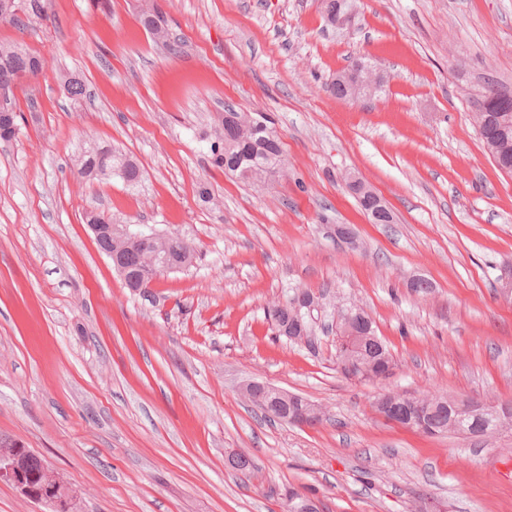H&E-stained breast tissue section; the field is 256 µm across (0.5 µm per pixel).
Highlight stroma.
I'll list each match as a JSON object with an SVG mask.
<instances>
[{"label": "stroma", "mask_w": 512, "mask_h": 512, "mask_svg": "<svg viewBox=\"0 0 512 512\" xmlns=\"http://www.w3.org/2000/svg\"><path fill=\"white\" fill-rule=\"evenodd\" d=\"M156 2L174 48L144 29L142 0H43L26 29L0 21L1 43L45 61L15 95L20 134L0 140V437L63 477L78 512H286L291 490L319 512H512V431L426 436L374 407L386 392L512 406V174L472 117L487 84L512 95V0H350L341 27L323 0ZM359 61L381 89L336 98ZM64 75L86 97L67 98ZM230 109L273 121L287 175L260 188L213 167ZM92 142L140 180L80 183ZM353 175L393 223H369ZM91 211L181 234L198 258L140 296ZM299 288L323 293L325 323L364 308L393 375L347 379L332 333L312 350L274 339L264 308ZM252 380L322 422L264 418Z\"/></svg>", "instance_id": "stroma-1"}]
</instances>
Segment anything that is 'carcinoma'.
Returning a JSON list of instances; mask_svg holds the SVG:
<instances>
[{
	"label": "carcinoma",
	"mask_w": 512,
	"mask_h": 512,
	"mask_svg": "<svg viewBox=\"0 0 512 512\" xmlns=\"http://www.w3.org/2000/svg\"><path fill=\"white\" fill-rule=\"evenodd\" d=\"M43 12L42 0H12L8 13H0V21L24 25L22 16ZM145 27L153 26L151 32L155 42L168 45L171 34L164 16L152 7L141 12ZM367 65L355 63L336 75L331 89L340 99H352L365 93L361 85ZM43 70L42 60L35 54L17 45L0 44V85L11 81L18 73L33 74ZM481 112L475 116L480 138L494 162H500L512 173V96L499 92L488 85L481 95ZM12 119L0 121V140L10 141L19 131L16 106L10 109ZM221 126L215 130L212 145V163L226 173L252 185H263L282 162L280 139L270 126L255 131L253 115L229 110ZM74 165L81 181L90 183L114 174L128 183H135L141 176L139 165L131 158L108 147L93 143L84 148L75 158ZM100 251L112 250L126 268L125 285L136 290L151 284L165 273L184 270L196 260L194 242L174 233L153 234L147 242L134 233L122 229L112 232L111 238L95 237ZM358 338L359 356L364 370L359 372L360 381H368L372 370L395 364L394 357L385 342L376 335L373 324L360 325ZM432 425L439 434L456 432L448 419V411L438 410L431 417ZM463 432L477 435L485 431L493 434L496 428L512 429V416L496 419L486 415L483 419L466 418L460 422Z\"/></svg>",
	"instance_id": "carcinoma-1"
}]
</instances>
